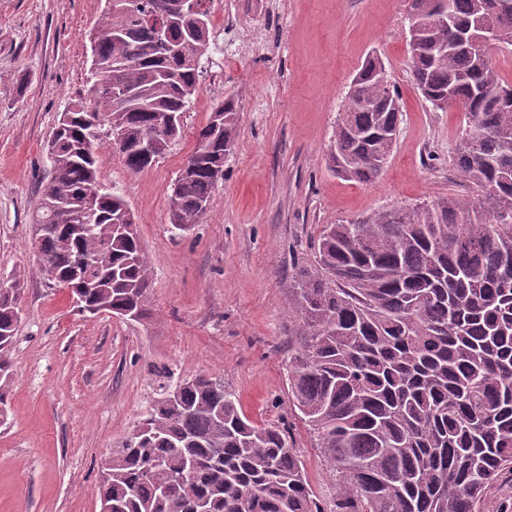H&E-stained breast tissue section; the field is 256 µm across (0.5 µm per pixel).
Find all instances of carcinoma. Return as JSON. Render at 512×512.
Wrapping results in <instances>:
<instances>
[{"mask_svg":"<svg viewBox=\"0 0 512 512\" xmlns=\"http://www.w3.org/2000/svg\"><path fill=\"white\" fill-rule=\"evenodd\" d=\"M111 0L92 44V66L111 92L90 87L63 112L48 142V182L32 223L40 272L100 313L141 318L152 269L119 194L99 201L93 229L79 209L99 180L102 136L120 135L133 173L179 137L209 45L210 0ZM408 0L412 78L435 110L463 107L449 155L473 190L414 208H381L323 227L317 269L292 279L294 308L310 329L290 358L293 405L330 467L335 512H476L512 477V85L479 60L485 28L512 46V7L501 0ZM399 96L377 56L352 80L327 163L368 183L397 141ZM107 132L88 139L91 121ZM239 108L217 104L197 132L189 166L170 185V223L206 213L235 147ZM20 281L0 290V379L19 322ZM157 400L146 431L112 457L98 487L116 512H325L287 431L243 414L224 378L197 376Z\"/></svg>","mask_w":512,"mask_h":512,"instance_id":"1","label":"carcinoma"}]
</instances>
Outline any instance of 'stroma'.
Listing matches in <instances>:
<instances>
[{"instance_id": "1", "label": "stroma", "mask_w": 512, "mask_h": 512, "mask_svg": "<svg viewBox=\"0 0 512 512\" xmlns=\"http://www.w3.org/2000/svg\"><path fill=\"white\" fill-rule=\"evenodd\" d=\"M104 8L105 0H0V281L21 280L0 512H100L105 458L163 386L199 375L222 376L256 424L287 427L315 494L333 505L327 463L289 393L288 357L309 333L291 309L292 277L316 266L324 225L470 197L448 160L464 114L432 109L413 82L408 0H213L181 137L140 173L111 139L98 153L101 181L126 200L153 271L147 313L84 316L40 274L31 216L51 130L93 82L90 35ZM372 54L403 116L384 171L362 184L336 176L326 155ZM228 97L240 118L224 178L200 223L175 229L168 188Z\"/></svg>"}]
</instances>
